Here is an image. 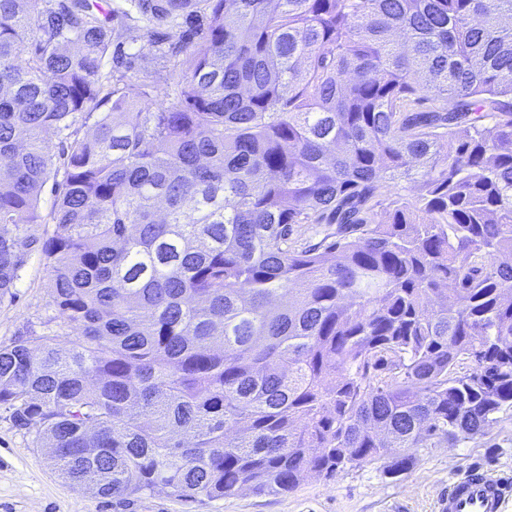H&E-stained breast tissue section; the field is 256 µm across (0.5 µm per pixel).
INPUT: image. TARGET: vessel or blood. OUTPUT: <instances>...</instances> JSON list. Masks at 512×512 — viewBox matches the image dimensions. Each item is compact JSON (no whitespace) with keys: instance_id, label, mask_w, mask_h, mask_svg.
<instances>
[{"instance_id":"1","label":"vessel or blood","mask_w":512,"mask_h":512,"mask_svg":"<svg viewBox=\"0 0 512 512\" xmlns=\"http://www.w3.org/2000/svg\"><path fill=\"white\" fill-rule=\"evenodd\" d=\"M511 501L512 478L476 466L449 484L438 512H505Z\"/></svg>"}]
</instances>
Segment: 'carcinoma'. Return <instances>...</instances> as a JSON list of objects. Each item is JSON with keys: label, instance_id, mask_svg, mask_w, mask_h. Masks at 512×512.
Listing matches in <instances>:
<instances>
[{"label": "carcinoma", "instance_id": "1", "mask_svg": "<svg viewBox=\"0 0 512 512\" xmlns=\"http://www.w3.org/2000/svg\"><path fill=\"white\" fill-rule=\"evenodd\" d=\"M35 249L78 334L0 345V406L95 497L396 481L485 435L512 0H0V300Z\"/></svg>", "mask_w": 512, "mask_h": 512}]
</instances>
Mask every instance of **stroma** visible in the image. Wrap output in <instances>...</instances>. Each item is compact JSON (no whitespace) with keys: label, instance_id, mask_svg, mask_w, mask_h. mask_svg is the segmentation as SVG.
<instances>
[{"label":"stroma","instance_id":"35a3bbf8","mask_svg":"<svg viewBox=\"0 0 512 512\" xmlns=\"http://www.w3.org/2000/svg\"><path fill=\"white\" fill-rule=\"evenodd\" d=\"M51 277L32 251L13 299L0 301V344L47 333L55 315ZM512 468V410L501 412L486 435L418 452L401 480L382 476L379 464L311 476L297 489L258 496L243 489L218 498L185 500L165 489L101 498L66 482L52 467L45 443L15 425L0 406V512H437L449 483L468 468Z\"/></svg>","mask_w":512,"mask_h":512}]
</instances>
